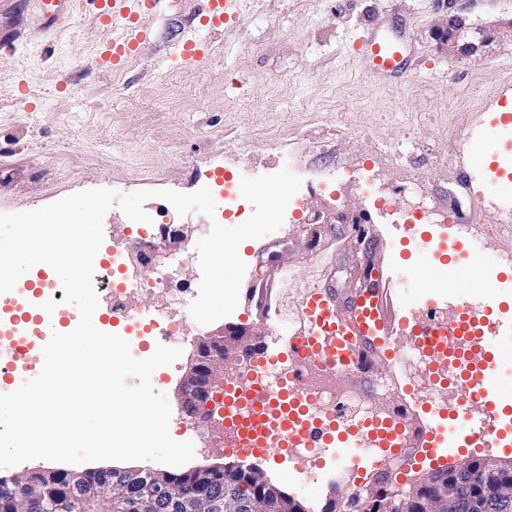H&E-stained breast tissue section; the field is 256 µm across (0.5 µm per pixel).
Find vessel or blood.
Segmentation results:
<instances>
[{"label":"vessel or blood","mask_w":512,"mask_h":512,"mask_svg":"<svg viewBox=\"0 0 512 512\" xmlns=\"http://www.w3.org/2000/svg\"><path fill=\"white\" fill-rule=\"evenodd\" d=\"M159 2L95 0L100 24L120 23L126 29L124 38L101 50L104 66H117L150 46L151 35L144 20ZM232 2L199 0L204 24L223 27L231 16ZM366 51L374 76L393 75L409 67L398 42L371 41ZM299 314L301 328L289 337L286 349L275 354L250 349L252 374L239 380L236 387L225 388L222 415L228 453L297 448L302 459L311 460L331 449L337 457L347 459L360 455L362 449L380 447L394 455L407 454L414 466L418 459L412 451L420 448L429 459H437L446 442L445 432L417 410L380 409L356 428L338 429L325 424L312 390L311 379L316 373L364 376L373 360L399 361L405 349L430 366L437 384L447 376L449 349L465 351L475 371L460 380L456 389L460 401L447 411L454 418L470 421L471 426L456 444L488 448L498 440L500 417L493 399L497 359L487 345L499 330L497 324H484L473 332L467 330L463 319L447 320L435 300L398 305L377 288L354 289L340 303L333 289L315 287L301 300ZM4 315L5 328L0 332L11 338L12 345L0 347V375L23 364L28 348L42 349L50 338L44 328L43 309L21 313L10 304ZM478 385L485 398L474 403L469 392Z\"/></svg>","instance_id":"vessel-or-blood-1"}]
</instances>
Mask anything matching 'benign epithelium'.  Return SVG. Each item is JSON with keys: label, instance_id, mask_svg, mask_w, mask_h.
<instances>
[{"label": "benign epithelium", "instance_id": "obj_1", "mask_svg": "<svg viewBox=\"0 0 512 512\" xmlns=\"http://www.w3.org/2000/svg\"><path fill=\"white\" fill-rule=\"evenodd\" d=\"M435 40L439 50L461 60L480 59L491 52L494 35L467 21L459 14H448L435 27ZM185 240L184 233L174 230L163 237L162 246L156 248L155 259L161 260L174 245ZM256 333L243 327L229 326L200 338L195 343V355L181 383L180 399L187 414L205 422L209 417L201 406L214 399L216 388L224 384L226 368L247 354L248 344L255 341ZM477 472L482 477L478 493L463 496L461 484L467 476ZM223 473V466L211 465L189 470L195 491H180L175 476L168 471H153L150 481L155 500L171 512H202L208 507L216 512H306L297 499L286 495L268 479L261 481L258 492L249 489L224 492V498L213 497V486ZM30 473L0 481V487L10 488L30 507L40 505V491L27 483ZM68 490L80 495L89 480L87 471L66 472ZM143 480L142 470H113V481L107 488H119L127 493ZM422 494L424 512H489L494 504L500 512H512V460L482 457L463 460L448 469V485L430 490L428 479H423L411 490V496ZM354 512H403L404 500L395 492L381 490L371 501L365 499L343 500V496L330 498L326 512H344V506Z\"/></svg>", "mask_w": 512, "mask_h": 512}]
</instances>
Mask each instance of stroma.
<instances>
[{
	"label": "stroma",
	"instance_id": "stroma-1",
	"mask_svg": "<svg viewBox=\"0 0 512 512\" xmlns=\"http://www.w3.org/2000/svg\"><path fill=\"white\" fill-rule=\"evenodd\" d=\"M195 8L194 0L177 11L161 0L145 20L153 33L149 49L113 70L99 66L98 54L118 32L96 22L89 0H67L66 24L53 31L42 0H0V213L94 188L190 193L221 170L238 180L287 167L303 180L300 209H286L277 231L238 250L246 278L271 287L266 308L241 303L208 325L185 316L192 343L167 339L182 355L152 375L171 407V437L194 444V468L228 460L217 423L188 417L178 395L194 340L244 326L259 344L278 348L295 330L272 320L276 308L298 301L274 287L263 249L281 242L280 260L295 277L314 279L323 263L337 291L363 283L360 245L345 225L314 223L315 212L369 213L389 262L405 274L396 284L405 302L432 295L450 308L465 301L477 315L512 322V273L503 261L512 255V236L492 230L512 221V123L499 121L501 112L512 113V0H237L221 30L200 27ZM447 13L494 32L492 54L461 61L441 52L432 30ZM193 31L206 57L186 63L174 46ZM371 38L401 40L413 70L396 80L373 76L365 51ZM342 163L355 179L337 173ZM463 170L483 196L476 218L482 236L459 235L454 279L435 282L440 263L423 239L428 225L408 236L395 226L407 201L448 207L462 198ZM377 189L395 193V208L376 207ZM144 208L157 225L187 234L148 275L167 277L168 290L128 298L146 324L169 307L170 291L198 293L196 243L208 229L205 216H179L161 199ZM418 377L414 362L379 360L367 378L340 376L336 385L349 398L373 389L375 403L387 407L400 404ZM246 462L307 512H324L332 494L358 491L355 476L331 460L315 482L281 453Z\"/></svg>",
	"mask_w": 512,
	"mask_h": 512
}]
</instances>
